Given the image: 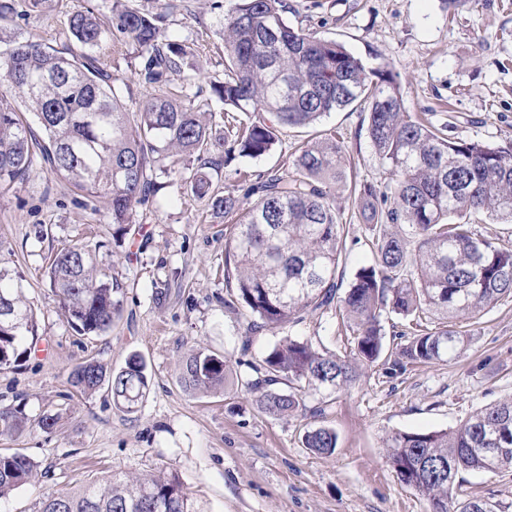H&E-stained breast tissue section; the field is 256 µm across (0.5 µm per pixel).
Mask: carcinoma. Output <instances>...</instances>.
<instances>
[{
	"mask_svg": "<svg viewBox=\"0 0 512 512\" xmlns=\"http://www.w3.org/2000/svg\"><path fill=\"white\" fill-rule=\"evenodd\" d=\"M149 9L124 6L105 22L76 11L67 29L82 51L23 38L0 27V71H20L14 94H0V192L43 164L85 197L103 198L113 238L123 242L137 209L156 194L157 178L189 173L186 183L212 211L230 220L225 235L224 305L243 308L250 330L274 331L305 314L336 310L348 323L345 353L309 340H279L245 382L261 410L274 418L298 412L325 414L326 401L308 407L310 392L328 395L356 384L364 366L386 358L390 370L446 362L468 344L461 320L473 319L512 298V239L488 238L476 225L489 219L512 224V144L464 140L450 125H434L410 112L398 74L365 65L343 45L288 23V0H227L220 20L224 80H211L213 96L229 108L224 130L215 115L195 106L189 90L206 80L188 74L180 91L165 92L169 74L187 55L162 24L171 0ZM117 31L134 49L137 75L152 94L132 108L118 78L98 61ZM34 116L22 119L16 98ZM355 106L366 112L367 136L390 175L381 190L362 180L351 188L358 218L368 226L373 261L345 289L338 268L346 246L336 186L346 182L341 135L325 134L296 149L278 170L251 180L243 210L239 199L213 188L204 156L225 148L259 157L288 127L310 126L331 112ZM47 276L67 323L81 334L102 335L122 309L118 276L100 266L96 251L71 244L49 257ZM395 314L414 325L386 350L385 323ZM434 328L422 332L423 322ZM42 340L19 285L0 272V371L18 369ZM224 356L198 350L182 380L194 390L224 389ZM82 394L110 384L115 405L136 411L148 390L143 360L133 355L115 372L94 359L69 375ZM24 410L0 409V436H18ZM337 436L310 426L302 444L330 455ZM387 458L397 478L424 496L431 512H494L480 497L458 501L456 488L470 471L512 468V397L484 405L460 426L427 433L393 432ZM505 448L504 454L495 449ZM36 470L27 455L0 453V499L26 484ZM37 512H190L175 474L89 482L44 493Z\"/></svg>",
	"mask_w": 512,
	"mask_h": 512,
	"instance_id": "obj_1",
	"label": "carcinoma"
}]
</instances>
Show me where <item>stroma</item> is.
Masks as SVG:
<instances>
[{
    "label": "stroma",
    "mask_w": 512,
    "mask_h": 512,
    "mask_svg": "<svg viewBox=\"0 0 512 512\" xmlns=\"http://www.w3.org/2000/svg\"><path fill=\"white\" fill-rule=\"evenodd\" d=\"M113 0H47L38 12L14 16L8 27L24 37L68 45L66 20L78 10L109 14ZM288 22L343 44L362 62H384L399 74L410 111L452 122L453 136L512 144V0H289ZM225 0H176L166 34L189 45L190 64L211 79L224 77L217 22ZM365 114L347 109L318 124L286 128L258 158L232 152L213 172L221 194L250 206L240 172L265 175L281 158L322 134L338 131L358 177L389 181L366 135ZM153 202L138 210L124 246L93 204L34 166L0 194V268L23 277L24 298L36 312L48 353L0 371V408L24 404L29 424L0 438V452L19 451L39 464L36 478L0 499V512H36L43 492L69 490L112 477L158 472L178 475L190 512H430L424 497L393 472L384 438L394 432L452 429L478 407L512 396V298L483 312L456 357L389 373L384 361L366 368L356 385L332 394L320 425L337 436L332 455L302 445L306 421L262 413L243 380L282 336L343 352L345 334L334 313L310 314L281 331L251 333L243 309L225 307L223 217L206 200L160 177ZM100 244L99 258L124 285L111 331L78 335L45 279L46 258L64 243ZM165 298H157L158 290ZM224 356L223 392L205 394L181 381L192 351ZM146 365L147 394L134 412L112 401L109 386L78 396L70 372L93 358L112 370L131 355ZM63 416L53 432L36 421ZM485 497L494 512H512V469L466 474L460 497Z\"/></svg>",
    "instance_id": "stroma-1"
}]
</instances>
